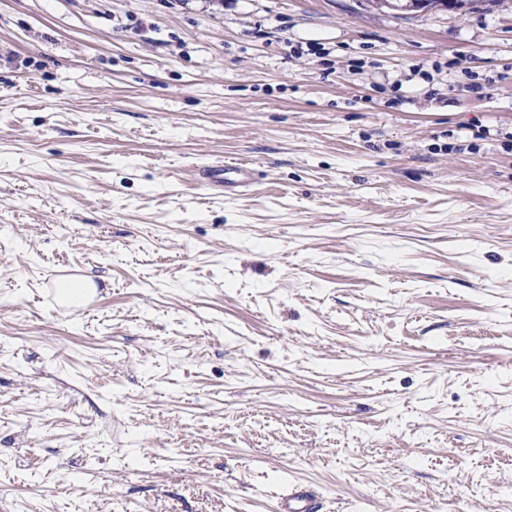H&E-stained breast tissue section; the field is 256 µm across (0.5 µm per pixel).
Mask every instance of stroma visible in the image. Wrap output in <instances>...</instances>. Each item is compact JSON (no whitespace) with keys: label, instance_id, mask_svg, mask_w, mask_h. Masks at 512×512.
Segmentation results:
<instances>
[{"label":"stroma","instance_id":"35a3bbf8","mask_svg":"<svg viewBox=\"0 0 512 512\" xmlns=\"http://www.w3.org/2000/svg\"><path fill=\"white\" fill-rule=\"evenodd\" d=\"M290 482L512 512V7L0 0V512ZM252 164L243 161L225 162L224 165L209 169L204 178L212 186L224 189V193L234 188L246 187L253 175Z\"/></svg>","mask_w":512,"mask_h":512}]
</instances>
